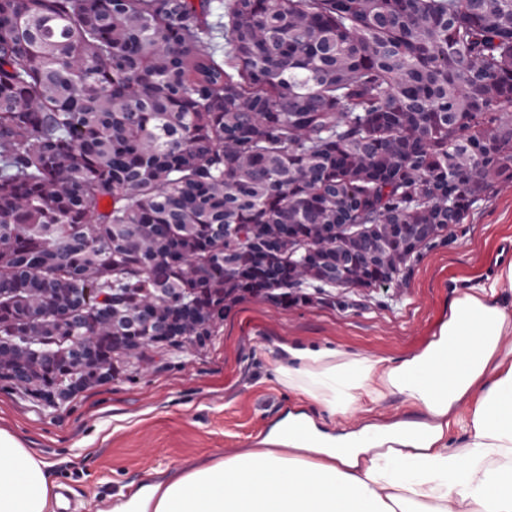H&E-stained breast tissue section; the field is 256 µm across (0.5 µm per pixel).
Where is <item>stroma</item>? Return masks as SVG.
<instances>
[{"label": "stroma", "mask_w": 512, "mask_h": 512, "mask_svg": "<svg viewBox=\"0 0 512 512\" xmlns=\"http://www.w3.org/2000/svg\"><path fill=\"white\" fill-rule=\"evenodd\" d=\"M512 257V182L479 201L450 244L427 252L400 285L359 289L346 307L288 309L248 298L228 310L205 346L153 352L149 367L77 395L61 410L33 405L0 382V428L52 462L80 512H109L117 494L198 460L246 447L287 418L297 396L274 379L279 345L330 342L400 361L430 340L469 281Z\"/></svg>", "instance_id": "stroma-1"}]
</instances>
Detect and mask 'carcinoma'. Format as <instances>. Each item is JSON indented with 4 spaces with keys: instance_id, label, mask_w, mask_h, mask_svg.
<instances>
[{
    "instance_id": "cac0c4a2",
    "label": "carcinoma",
    "mask_w": 512,
    "mask_h": 512,
    "mask_svg": "<svg viewBox=\"0 0 512 512\" xmlns=\"http://www.w3.org/2000/svg\"><path fill=\"white\" fill-rule=\"evenodd\" d=\"M509 181L512 0H0V381L61 409L401 283Z\"/></svg>"
}]
</instances>
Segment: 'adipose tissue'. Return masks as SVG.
Here are the masks:
<instances>
[{
  "label": "adipose tissue",
  "mask_w": 512,
  "mask_h": 512,
  "mask_svg": "<svg viewBox=\"0 0 512 512\" xmlns=\"http://www.w3.org/2000/svg\"><path fill=\"white\" fill-rule=\"evenodd\" d=\"M512 260L462 290L428 344L400 362L285 343L276 373L320 413L289 415L219 461L139 486L112 512H512ZM389 393L423 423L378 421ZM367 416L350 426L354 413ZM462 431V450L448 448ZM49 461L0 429V512H49Z\"/></svg>",
  "instance_id": "adipose-tissue-1"
}]
</instances>
